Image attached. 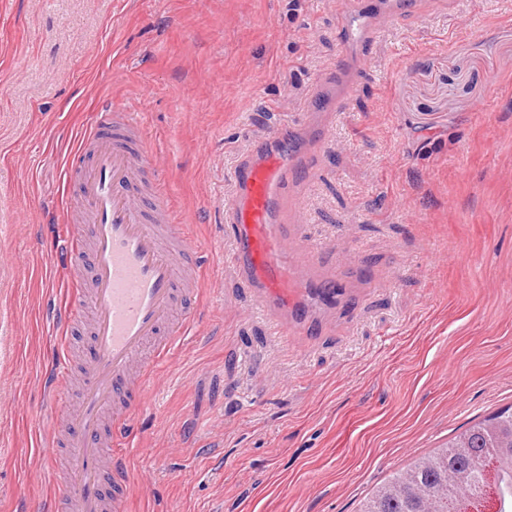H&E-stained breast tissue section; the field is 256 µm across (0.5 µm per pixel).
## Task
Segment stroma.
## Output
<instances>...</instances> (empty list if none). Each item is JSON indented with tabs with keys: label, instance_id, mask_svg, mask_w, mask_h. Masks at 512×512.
<instances>
[{
	"label": "stroma",
	"instance_id": "obj_1",
	"mask_svg": "<svg viewBox=\"0 0 512 512\" xmlns=\"http://www.w3.org/2000/svg\"><path fill=\"white\" fill-rule=\"evenodd\" d=\"M349 0H0V512H52L66 421L65 166L96 107L136 112L201 313L150 379L129 512H357L415 458L512 407V0L383 24L289 250L345 290L274 333L224 261L231 173L345 55Z\"/></svg>",
	"mask_w": 512,
	"mask_h": 512
}]
</instances>
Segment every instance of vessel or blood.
<instances>
[{
  "mask_svg": "<svg viewBox=\"0 0 512 512\" xmlns=\"http://www.w3.org/2000/svg\"><path fill=\"white\" fill-rule=\"evenodd\" d=\"M419 0H352L340 40L355 56L370 46L381 17L401 20ZM352 87L348 61L322 78L309 100L317 112L340 111ZM133 112L103 105L66 162V184L77 205L79 227L62 255L74 300L67 326L88 332L83 348L81 396L70 404L55 394L68 422L62 456L51 457L66 475L57 512H123L130 470L111 457L113 440L125 434L146 402V384L159 361L192 330L196 293L186 288L196 245L183 225L169 223L161 193H146L156 175L151 143ZM295 126L283 125L232 172L235 194L224 205L225 262L267 306L288 321L311 319L336 299L335 280L311 275L310 260L285 248V209L295 182L314 177L315 156Z\"/></svg>",
  "mask_w": 512,
  "mask_h": 512,
  "instance_id": "obj_1",
  "label": "vessel or blood"
}]
</instances>
